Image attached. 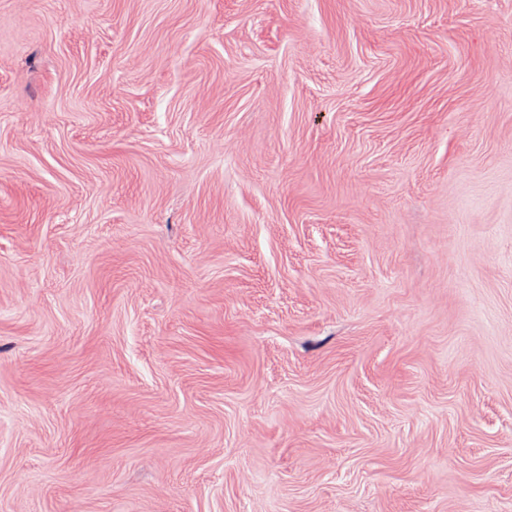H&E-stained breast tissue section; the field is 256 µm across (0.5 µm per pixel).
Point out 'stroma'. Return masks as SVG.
Wrapping results in <instances>:
<instances>
[{
	"label": "stroma",
	"mask_w": 512,
	"mask_h": 512,
	"mask_svg": "<svg viewBox=\"0 0 512 512\" xmlns=\"http://www.w3.org/2000/svg\"><path fill=\"white\" fill-rule=\"evenodd\" d=\"M0 512H512V0H0Z\"/></svg>",
	"instance_id": "obj_1"
}]
</instances>
